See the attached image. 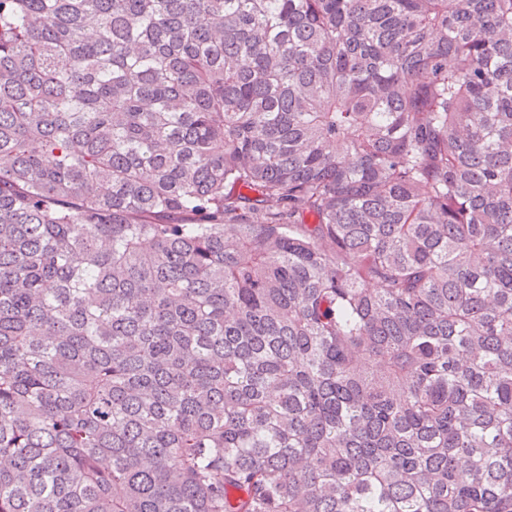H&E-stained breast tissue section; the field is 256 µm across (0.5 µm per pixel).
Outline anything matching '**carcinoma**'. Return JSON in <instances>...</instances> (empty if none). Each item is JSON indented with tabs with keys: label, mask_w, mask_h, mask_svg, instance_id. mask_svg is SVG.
<instances>
[{
	"label": "carcinoma",
	"mask_w": 512,
	"mask_h": 512,
	"mask_svg": "<svg viewBox=\"0 0 512 512\" xmlns=\"http://www.w3.org/2000/svg\"><path fill=\"white\" fill-rule=\"evenodd\" d=\"M0 512H512V0H0Z\"/></svg>",
	"instance_id": "cac0c4a2"
}]
</instances>
